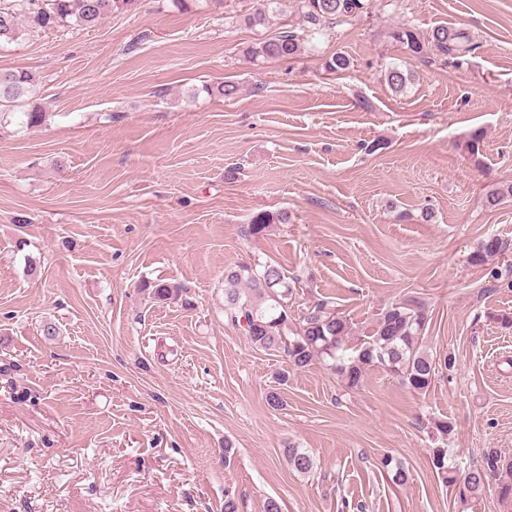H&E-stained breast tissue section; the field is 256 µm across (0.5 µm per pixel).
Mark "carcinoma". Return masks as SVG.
<instances>
[{"label":"carcinoma","instance_id":"1","mask_svg":"<svg viewBox=\"0 0 512 512\" xmlns=\"http://www.w3.org/2000/svg\"><path fill=\"white\" fill-rule=\"evenodd\" d=\"M135 0H0V41L12 42L22 35L20 21L35 30H46L62 23L83 28L98 25L112 12L132 5ZM304 28L294 27L273 38L255 42L244 49L253 61L291 58L301 53L303 32L324 23L336 24L356 18L367 10V0H298ZM263 3L246 18L251 27H262L269 19L270 5ZM389 37L408 56L428 59L430 56L452 55L459 60L470 51L467 35L452 27L440 26L429 34L403 24L394 27ZM384 77L390 89L402 93L412 80L411 73L398 65L385 68ZM36 76L26 70L0 69V109L20 108L36 93ZM512 199V184L487 191L485 203L494 208ZM288 223L285 212H260L252 216L245 233L259 238L273 224ZM512 251V244L493 235L479 242L471 253V262L486 265ZM491 282L512 288V263L489 268ZM144 290L159 302L180 293V288L164 283L146 282ZM293 286L281 267L274 264L239 263L224 270V317L241 328L249 341L262 350H274L285 357L295 370L314 361H328L331 369L346 387L361 386L366 369L378 366L398 378L415 393L428 391L439 370H453L455 359L448 355L435 357L424 343L429 323L425 304L415 298L392 303L376 314L371 332L352 347L348 346L352 327L341 313L319 301L306 307L295 323L288 315ZM438 444L430 449L433 473L444 485L457 487L461 499L481 495L489 482L496 481L499 501L512 505V460L495 448L484 452L481 465L465 472L457 471L448 457V439L454 434V423L448 417L433 421ZM288 465L299 473L312 470L308 451L293 445L284 449ZM384 466L398 484L408 481L402 464L387 455Z\"/></svg>","mask_w":512,"mask_h":512}]
</instances>
